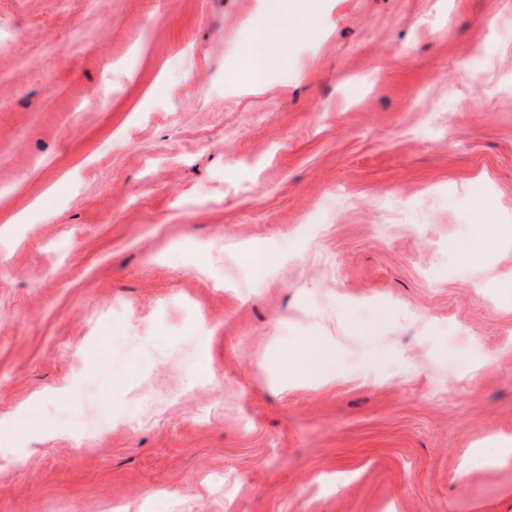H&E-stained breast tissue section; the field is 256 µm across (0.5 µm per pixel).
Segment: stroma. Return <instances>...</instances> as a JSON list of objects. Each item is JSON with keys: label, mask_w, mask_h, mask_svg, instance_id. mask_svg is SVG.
Wrapping results in <instances>:
<instances>
[{"label": "stroma", "mask_w": 512, "mask_h": 512, "mask_svg": "<svg viewBox=\"0 0 512 512\" xmlns=\"http://www.w3.org/2000/svg\"><path fill=\"white\" fill-rule=\"evenodd\" d=\"M260 6L0 0V512H512V0ZM283 1L288 0L264 1L262 8L251 19L252 39L244 49L245 60L255 57L262 59L267 67H275L283 57V49L288 39L313 34L314 15L318 5L316 2L292 5V13L299 18V22L285 35L269 25L272 17L285 12L286 4ZM488 220L484 215L480 216L478 222L472 225L469 241L464 249L463 258L466 261H476L482 253L491 247L492 240L487 234ZM314 347L313 338L303 337L290 354L286 353V361L294 378L303 384L315 385L336 373V357L322 353Z\"/></svg>", "instance_id": "stroma-1"}]
</instances>
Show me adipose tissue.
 I'll list each match as a JSON object with an SVG mask.
<instances>
[{
	"instance_id": "1",
	"label": "adipose tissue",
	"mask_w": 512,
	"mask_h": 512,
	"mask_svg": "<svg viewBox=\"0 0 512 512\" xmlns=\"http://www.w3.org/2000/svg\"><path fill=\"white\" fill-rule=\"evenodd\" d=\"M292 10L298 18L297 24L288 33H281L271 27L272 17ZM317 11L315 0H300L293 7H286L283 0H265L262 8L250 21L252 39L244 49L245 57H255L265 63V67L277 66L282 57L288 39L311 36ZM286 360L295 379L308 385H315L329 379L336 373L335 357L322 353L315 347L313 338L300 339L287 354Z\"/></svg>"
}]
</instances>
